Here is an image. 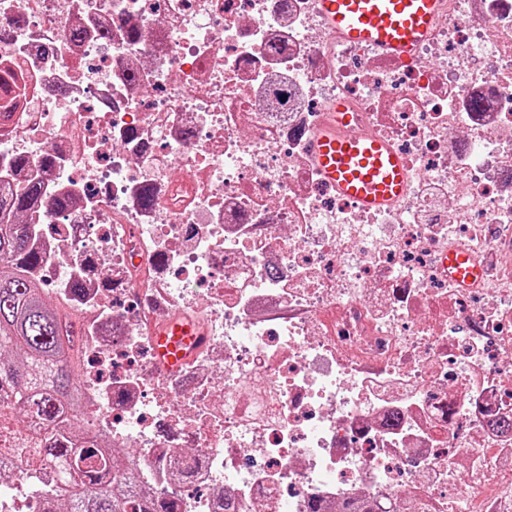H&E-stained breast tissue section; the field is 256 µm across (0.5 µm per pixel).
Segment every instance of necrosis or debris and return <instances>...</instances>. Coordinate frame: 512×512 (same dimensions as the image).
Masks as SVG:
<instances>
[{"instance_id": "necrosis-or-debris-1", "label": "necrosis or debris", "mask_w": 512, "mask_h": 512, "mask_svg": "<svg viewBox=\"0 0 512 512\" xmlns=\"http://www.w3.org/2000/svg\"><path fill=\"white\" fill-rule=\"evenodd\" d=\"M0 187L86 331L90 430L180 512H512V0H441L409 58L315 0H0ZM387 141L408 195L324 181L330 107ZM27 156V167L13 166ZM484 266L469 286L449 250ZM200 319L174 373L154 331Z\"/></svg>"}]
</instances>
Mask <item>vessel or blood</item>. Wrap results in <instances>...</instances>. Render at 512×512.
<instances>
[{
	"instance_id": "vessel-or-blood-1",
	"label": "vessel or blood",
	"mask_w": 512,
	"mask_h": 512,
	"mask_svg": "<svg viewBox=\"0 0 512 512\" xmlns=\"http://www.w3.org/2000/svg\"><path fill=\"white\" fill-rule=\"evenodd\" d=\"M329 32L347 42L411 56L439 16V0H316ZM312 157L324 179L343 198L364 208L392 204L408 192V175L400 155L381 140L368 137L353 123L344 103H337L312 143ZM442 262L459 282L479 279L483 270L466 253L449 252ZM160 364L177 370L185 348L199 331L177 317L155 331Z\"/></svg>"
}]
</instances>
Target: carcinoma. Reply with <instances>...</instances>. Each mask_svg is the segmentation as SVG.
Returning <instances> with one entry per match:
<instances>
[{"mask_svg": "<svg viewBox=\"0 0 512 512\" xmlns=\"http://www.w3.org/2000/svg\"><path fill=\"white\" fill-rule=\"evenodd\" d=\"M42 191L29 182L0 197V485L12 480L8 458L34 417L39 427L23 443L37 512H175L179 505L139 484L133 468L112 464L107 437L90 442L79 425L84 329L45 300L35 272L48 259L18 219Z\"/></svg>", "mask_w": 512, "mask_h": 512, "instance_id": "obj_1", "label": "carcinoma"}]
</instances>
